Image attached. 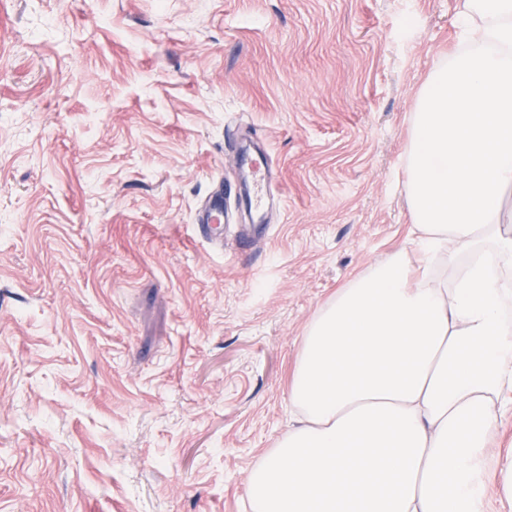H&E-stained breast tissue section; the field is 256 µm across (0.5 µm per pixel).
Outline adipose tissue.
Here are the masks:
<instances>
[{"mask_svg":"<svg viewBox=\"0 0 512 512\" xmlns=\"http://www.w3.org/2000/svg\"><path fill=\"white\" fill-rule=\"evenodd\" d=\"M458 17L464 46L410 127L412 245L304 329L297 423L251 471V512H484L512 412V0H459Z\"/></svg>","mask_w":512,"mask_h":512,"instance_id":"ef3b65f1","label":"adipose tissue"}]
</instances>
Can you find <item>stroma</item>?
Here are the masks:
<instances>
[{
	"mask_svg": "<svg viewBox=\"0 0 512 512\" xmlns=\"http://www.w3.org/2000/svg\"><path fill=\"white\" fill-rule=\"evenodd\" d=\"M458 0H0V512H251L304 327L398 249ZM278 177L250 253L239 143ZM235 221L195 218L217 183ZM489 512H512L489 449Z\"/></svg>",
	"mask_w": 512,
	"mask_h": 512,
	"instance_id": "1",
	"label": "stroma"
}]
</instances>
